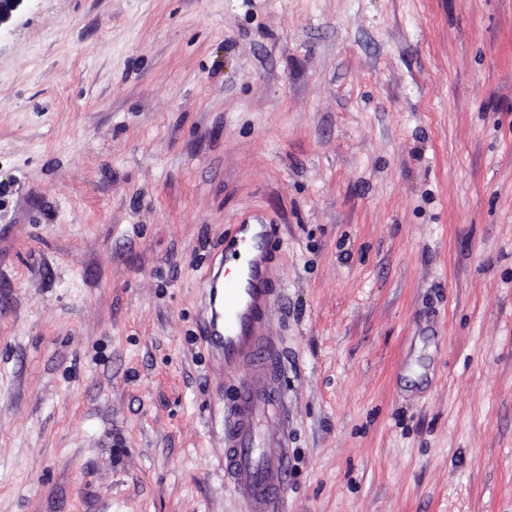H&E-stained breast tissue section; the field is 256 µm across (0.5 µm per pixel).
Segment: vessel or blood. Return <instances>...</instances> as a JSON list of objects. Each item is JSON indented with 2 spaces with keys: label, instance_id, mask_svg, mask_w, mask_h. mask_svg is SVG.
<instances>
[{
  "label": "vessel or blood",
  "instance_id": "vessel-or-blood-1",
  "mask_svg": "<svg viewBox=\"0 0 512 512\" xmlns=\"http://www.w3.org/2000/svg\"><path fill=\"white\" fill-rule=\"evenodd\" d=\"M272 232L269 224L257 230L240 225L234 257L241 271L209 281L208 315L201 325L225 372L239 379L224 412V476L248 488L247 512H281L290 470L287 426L268 427L269 421L281 422L284 402L274 376L280 350L265 329L275 291L263 242Z\"/></svg>",
  "mask_w": 512,
  "mask_h": 512
}]
</instances>
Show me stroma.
<instances>
[{"label":"stroma","instance_id":"stroma-1","mask_svg":"<svg viewBox=\"0 0 512 512\" xmlns=\"http://www.w3.org/2000/svg\"><path fill=\"white\" fill-rule=\"evenodd\" d=\"M257 218L281 512H512V0H25L0 512H246L200 327Z\"/></svg>","mask_w":512,"mask_h":512}]
</instances>
